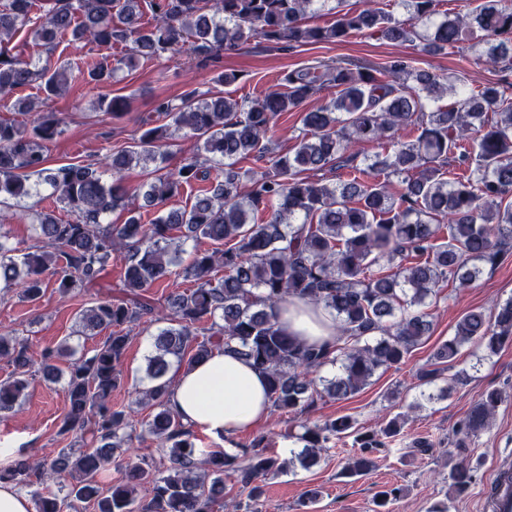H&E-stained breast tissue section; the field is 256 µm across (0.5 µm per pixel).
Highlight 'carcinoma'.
I'll use <instances>...</instances> for the list:
<instances>
[{
	"label": "carcinoma",
	"instance_id": "obj_1",
	"mask_svg": "<svg viewBox=\"0 0 512 512\" xmlns=\"http://www.w3.org/2000/svg\"><path fill=\"white\" fill-rule=\"evenodd\" d=\"M328 2L148 0L146 21L139 0H55L38 16L35 0H6L0 5V97L36 82L46 100L62 95L73 81L98 86L133 68L140 57L160 58L186 44L213 62L256 37L294 48L341 43L368 31L401 44L418 41L427 53L458 48L479 32L488 45L485 60L512 71V5L505 0H480L471 12L439 21L438 0H403L407 20L377 0L359 10L334 0L332 23H308ZM25 26L48 52L65 39L106 49L129 42L133 47L120 58L105 55L76 69L37 67L9 48ZM326 89L334 96L305 108ZM450 90L455 100L430 110ZM98 104L116 118L127 108L120 97ZM17 106L35 118L30 126L0 121V203L31 198L46 184L75 219L37 213L35 243L25 249L9 243L0 223V292L35 301L52 278L58 292L68 295L95 283L112 255L124 264L118 295L108 294L79 313L82 335L106 336L89 350L64 341L40 352L44 377L64 381L68 408L59 434H88L89 447L62 448L49 462L19 456L0 464V482L14 486L69 479L63 498L34 491L36 512H63L69 499L92 505L94 512H214L224 501L226 476L259 501L264 480L288 472L289 462L259 439L236 454H210L202 477L196 472L194 431L167 403L170 367L189 369L216 349L245 358L266 375L271 409L293 416L300 428L288 437L303 443L296 458L301 467L318 463L329 437L352 436L360 453L340 475L369 473L374 451L401 433L400 416L376 432L361 430L349 416L316 422L301 416L324 398L355 395L378 369L400 365L431 334L430 308L441 284L467 287L482 273L480 263L494 266L512 252V82L506 77L487 85L447 84L409 56L383 63L318 59L284 73L278 88L255 100L194 88L177 103L159 104L167 123L107 156L105 168L46 167L44 143L62 133V119L36 111L34 100ZM288 112L298 113L297 146L291 156L276 155L268 134ZM491 113L496 120L489 119ZM173 130L196 140L199 153L143 184L144 202L163 207L161 214L150 224L134 215L124 224L104 223L125 206L123 173L143 159L156 160ZM369 143L384 152L362 156ZM252 153L268 156V165L260 171L240 167ZM339 170L345 178L327 179ZM198 182L206 186L190 208H165ZM180 278L193 287L158 304L142 297ZM289 299L322 306L335 321L336 344L309 345L286 333L277 313ZM158 321L166 326L154 335L145 358L149 386L141 402L152 408L144 432L166 452L169 466L161 470L149 456L138 455L126 461L121 481L104 486L96 475L132 440L128 413L112 405V393L125 385L121 363L130 334ZM509 341L512 298L489 317L482 311L464 315L433 358L450 362L468 344L491 356ZM0 358L13 367L0 381V412L11 411L30 385L34 355L27 341L0 335ZM337 363L333 378L320 376ZM499 402V393L491 391L472 407L455 431L458 445L485 429ZM448 478L455 495L465 493L473 479L470 461L448 455ZM405 496L402 486L385 487L373 498V512H391Z\"/></svg>",
	"mask_w": 512,
	"mask_h": 512
}]
</instances>
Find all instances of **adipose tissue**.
<instances>
[{
    "mask_svg": "<svg viewBox=\"0 0 512 512\" xmlns=\"http://www.w3.org/2000/svg\"><path fill=\"white\" fill-rule=\"evenodd\" d=\"M279 323L309 344L336 335L329 316L303 301L283 303ZM168 405L187 426L216 437L233 436L269 415L264 375L244 358L221 350L173 374Z\"/></svg>",
    "mask_w": 512,
    "mask_h": 512,
    "instance_id": "adipose-tissue-1",
    "label": "adipose tissue"
}]
</instances>
